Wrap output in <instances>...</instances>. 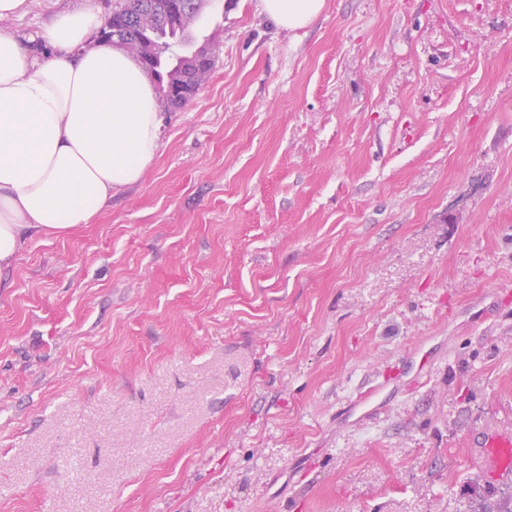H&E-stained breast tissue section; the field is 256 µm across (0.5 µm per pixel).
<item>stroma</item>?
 I'll return each mask as SVG.
<instances>
[{"instance_id": "stroma-1", "label": "stroma", "mask_w": 512, "mask_h": 512, "mask_svg": "<svg viewBox=\"0 0 512 512\" xmlns=\"http://www.w3.org/2000/svg\"><path fill=\"white\" fill-rule=\"evenodd\" d=\"M213 32L140 182L0 274V512H512L465 452L512 424V0Z\"/></svg>"}]
</instances>
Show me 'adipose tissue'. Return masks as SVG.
<instances>
[{"instance_id": "1", "label": "adipose tissue", "mask_w": 512, "mask_h": 512, "mask_svg": "<svg viewBox=\"0 0 512 512\" xmlns=\"http://www.w3.org/2000/svg\"><path fill=\"white\" fill-rule=\"evenodd\" d=\"M325 0H262L278 27L320 18ZM90 8L35 36L0 28V271L28 239L62 238L137 184L161 145L153 83L127 52L92 41Z\"/></svg>"}]
</instances>
